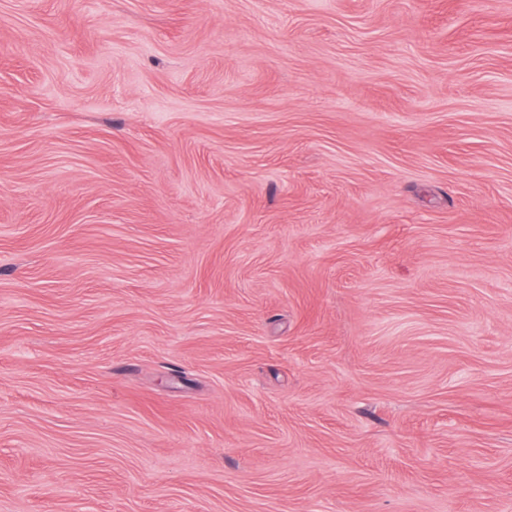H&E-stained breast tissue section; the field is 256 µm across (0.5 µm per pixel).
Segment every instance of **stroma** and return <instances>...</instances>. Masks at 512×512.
<instances>
[{
  "label": "stroma",
  "mask_w": 512,
  "mask_h": 512,
  "mask_svg": "<svg viewBox=\"0 0 512 512\" xmlns=\"http://www.w3.org/2000/svg\"><path fill=\"white\" fill-rule=\"evenodd\" d=\"M0 512H512V0H0Z\"/></svg>",
  "instance_id": "1"
}]
</instances>
